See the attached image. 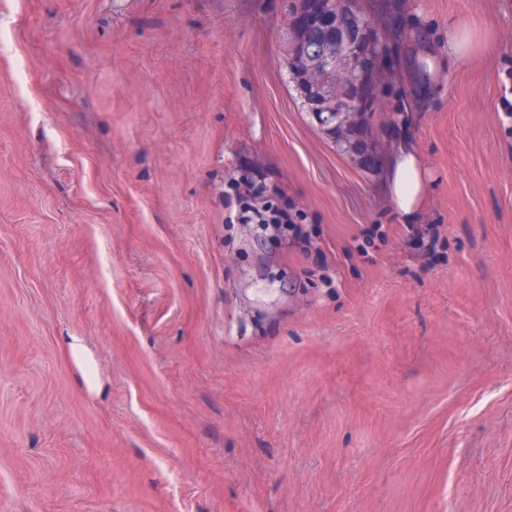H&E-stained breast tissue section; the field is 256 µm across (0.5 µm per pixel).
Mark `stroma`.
<instances>
[{
    "mask_svg": "<svg viewBox=\"0 0 512 512\" xmlns=\"http://www.w3.org/2000/svg\"><path fill=\"white\" fill-rule=\"evenodd\" d=\"M357 3L396 69L371 171L282 0H0V512H512V0ZM246 182L301 233L229 221ZM307 0H289L288 15L290 27L288 30V68L291 74L304 64V58L300 52V46L303 43H311L324 39L331 41L333 30L328 31L316 25H307L304 28L297 26L296 19L306 9ZM336 43H321L305 47V55H309L313 64L299 69L294 73L297 83L312 89L317 93L312 103L310 114L323 129L333 139L345 140L349 135V125L358 118L357 113L351 112L361 103L348 96L340 95L336 89L331 76V65L336 60ZM317 58L318 61H317ZM318 62V63H317ZM296 89L299 91L303 102L308 106L313 100L311 92L298 85L295 81ZM386 185L401 220L413 224L426 203L428 177L408 143L388 159Z\"/></svg>",
    "mask_w": 512,
    "mask_h": 512,
    "instance_id": "obj_1",
    "label": "stroma"
}]
</instances>
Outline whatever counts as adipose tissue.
Wrapping results in <instances>:
<instances>
[{"label": "adipose tissue", "mask_w": 512, "mask_h": 512, "mask_svg": "<svg viewBox=\"0 0 512 512\" xmlns=\"http://www.w3.org/2000/svg\"><path fill=\"white\" fill-rule=\"evenodd\" d=\"M386 185L402 221L413 223L426 203L428 177L410 145H402L388 159Z\"/></svg>", "instance_id": "obj_1"}]
</instances>
